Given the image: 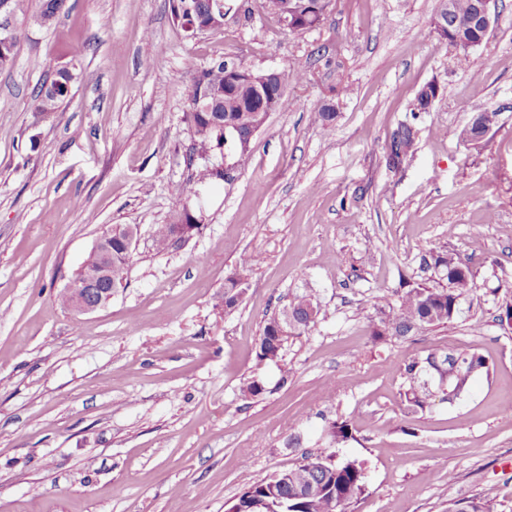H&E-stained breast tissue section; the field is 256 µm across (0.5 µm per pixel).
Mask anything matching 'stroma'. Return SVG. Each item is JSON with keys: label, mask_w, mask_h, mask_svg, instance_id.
<instances>
[{"label": "stroma", "mask_w": 512, "mask_h": 512, "mask_svg": "<svg viewBox=\"0 0 512 512\" xmlns=\"http://www.w3.org/2000/svg\"><path fill=\"white\" fill-rule=\"evenodd\" d=\"M239 2L251 17L228 13L194 39L168 0H67L51 27L19 25L16 63L0 71V512H224L249 479L330 451L366 466L353 512H448L474 497L512 512V324L499 319L512 303V0L467 52L434 33L439 0H333L297 35L260 0ZM218 59L305 80L250 162L197 197L186 114ZM55 66L73 72L70 94L34 112ZM431 81L439 95L415 111ZM330 98L328 129L317 110ZM482 110L498 121L475 143L461 132ZM404 125L414 146L396 159ZM186 204L199 231L157 251L155 226ZM113 224L137 228L127 286L76 314L58 295ZM246 252L263 261L224 310ZM448 253L474 275L461 314L373 341L375 298L438 285L423 258ZM302 292L315 325L289 337L283 362L256 366L264 324ZM460 350L489 374L455 402L409 409L403 363ZM255 375L265 392L243 400ZM338 419L352 437L334 449Z\"/></svg>", "instance_id": "1"}]
</instances>
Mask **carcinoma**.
Returning a JSON list of instances; mask_svg holds the SVG:
<instances>
[{
	"instance_id": "carcinoma-1",
	"label": "carcinoma",
	"mask_w": 512,
	"mask_h": 512,
	"mask_svg": "<svg viewBox=\"0 0 512 512\" xmlns=\"http://www.w3.org/2000/svg\"><path fill=\"white\" fill-rule=\"evenodd\" d=\"M14 18L30 17L38 25L47 27L53 24L64 8L66 0H9ZM230 0H168L174 22L192 39L199 32V20L212 17L228 5ZM477 0H452L453 8L449 25L459 39L452 42L457 48L471 49L470 38L475 27V4ZM20 32L13 29L10 45L0 47V71L14 66ZM225 62H217L199 71L191 96L190 112L187 121L191 125L195 143L185 162L197 166L195 184L206 188L224 180V174L213 169V160L224 157V150L234 151L238 165L242 166L251 157V149L236 147L232 136L247 134L251 128L263 126L267 115L254 112L249 107L253 92L247 87H239L232 93H224ZM74 74L67 68L55 70L50 83H44L33 97L35 111L48 114L58 110L70 93ZM413 131L408 126L401 127L392 137L390 149L400 157L413 146ZM197 223V217L190 210L177 213L167 224H159L154 236L157 248L161 251L183 240L181 228L185 224ZM124 226L114 227L112 252L109 265L112 281L126 283V268L131 249L124 241ZM261 262L257 255L243 256L236 268L224 279V301L226 310L235 308L248 287L250 273ZM435 269L441 278L447 280L448 287L435 288L417 286L407 289L399 297L394 311H386L388 300L381 296L374 303L380 314L374 323L372 336L382 339L386 336L402 338L417 329L441 327L461 313L460 299L474 285V275L470 267L461 259L450 254L433 257ZM318 308L308 294L293 298L280 315L270 318L264 325L258 339L256 366L268 362L278 363L283 358L288 338L301 335L315 323ZM431 371L438 375L436 389L420 379V374ZM489 373L485 357L475 351H461L454 354H427L422 360L413 359L404 364L402 375L407 384L405 393L411 409H424L429 400L442 394V399L453 400L461 396L469 387L473 377L479 373ZM330 443L342 445L352 434L346 420L336 421L329 431ZM366 472L356 461L336 463L332 455L308 454L294 467L276 472L261 479L249 481L233 507L240 512H249L252 504L263 505L262 512H352V507L366 491Z\"/></svg>"
}]
</instances>
